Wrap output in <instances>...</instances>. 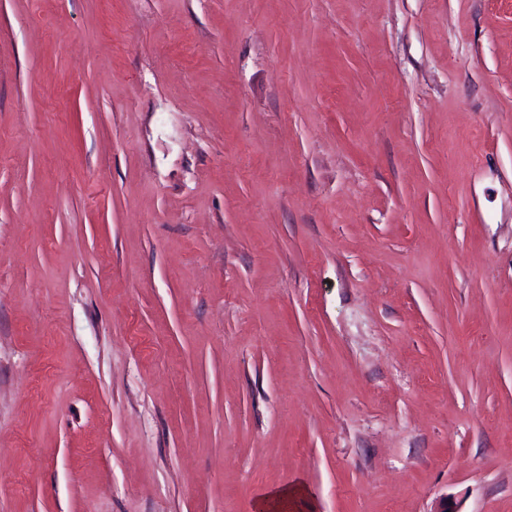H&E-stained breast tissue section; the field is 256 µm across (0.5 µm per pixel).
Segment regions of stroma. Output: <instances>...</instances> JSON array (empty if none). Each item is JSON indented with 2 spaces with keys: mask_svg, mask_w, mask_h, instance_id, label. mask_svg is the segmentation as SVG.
Instances as JSON below:
<instances>
[{
  "mask_svg": "<svg viewBox=\"0 0 512 512\" xmlns=\"http://www.w3.org/2000/svg\"><path fill=\"white\" fill-rule=\"evenodd\" d=\"M512 512V0H0V512ZM301 493L298 486L291 488H278L266 493L256 504L259 512H273L276 510L286 509L288 500L294 498Z\"/></svg>",
  "mask_w": 512,
  "mask_h": 512,
  "instance_id": "1",
  "label": "stroma"
}]
</instances>
